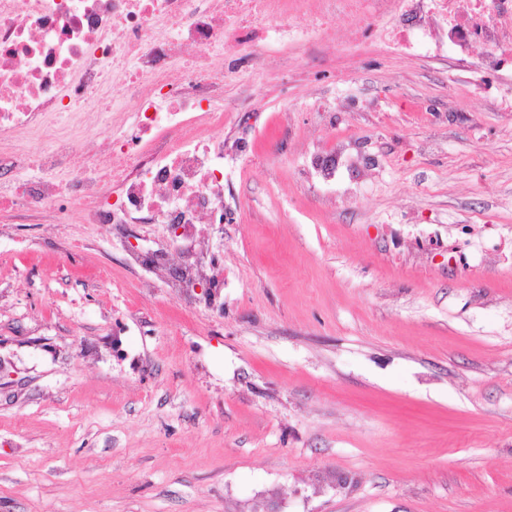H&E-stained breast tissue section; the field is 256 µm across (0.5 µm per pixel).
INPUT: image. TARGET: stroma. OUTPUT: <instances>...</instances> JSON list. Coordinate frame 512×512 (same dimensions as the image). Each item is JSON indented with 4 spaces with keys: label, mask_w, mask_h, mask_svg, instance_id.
I'll return each mask as SVG.
<instances>
[{
    "label": "stroma",
    "mask_w": 512,
    "mask_h": 512,
    "mask_svg": "<svg viewBox=\"0 0 512 512\" xmlns=\"http://www.w3.org/2000/svg\"><path fill=\"white\" fill-rule=\"evenodd\" d=\"M350 26L225 87L237 223H0V512H512V80Z\"/></svg>",
    "instance_id": "1"
}]
</instances>
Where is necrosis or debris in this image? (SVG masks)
I'll list each match as a JSON object with an SVG mask.
<instances>
[{
    "mask_svg": "<svg viewBox=\"0 0 512 512\" xmlns=\"http://www.w3.org/2000/svg\"><path fill=\"white\" fill-rule=\"evenodd\" d=\"M352 18V43L475 66L479 90L512 76V0H0V213L46 209L83 223L231 224L224 202L225 86L264 49L318 41ZM130 105L97 115L85 165L60 128L86 126L104 87ZM44 172L21 180L20 167Z\"/></svg>",
    "mask_w": 512,
    "mask_h": 512,
    "instance_id": "obj_1",
    "label": "necrosis or debris"
}]
</instances>
